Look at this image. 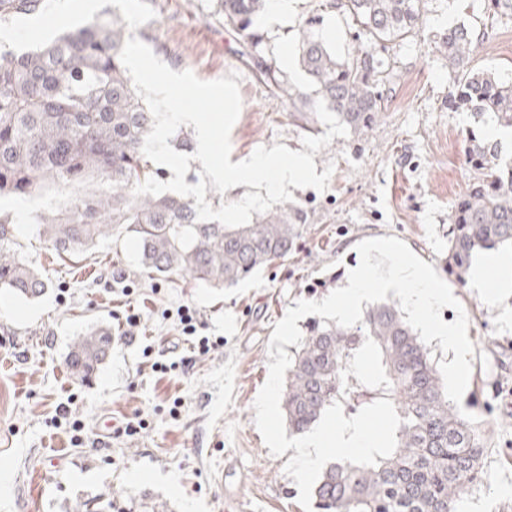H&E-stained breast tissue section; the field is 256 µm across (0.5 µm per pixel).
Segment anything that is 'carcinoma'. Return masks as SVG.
I'll return each instance as SVG.
<instances>
[{
	"mask_svg": "<svg viewBox=\"0 0 512 512\" xmlns=\"http://www.w3.org/2000/svg\"><path fill=\"white\" fill-rule=\"evenodd\" d=\"M217 4L270 96L295 112L308 111L306 94L276 62L260 56L264 36L254 18L265 0ZM329 7L358 28V48L337 57L312 33V18L302 29L299 61L327 108L362 139L383 112L381 87L390 80L374 49L420 31L421 0H329ZM129 36L128 23L112 15L20 55L0 53V197L43 199L34 217L37 234L60 256L84 254L112 230H125L152 278L179 274L226 288L287 257L307 223L298 205L226 227L198 221L191 197L134 196L133 188L158 171L142 153L152 116L120 61ZM477 45L463 24L443 35L448 65L462 72L449 105L512 128V85L468 67ZM467 161L488 174L469 187L450 216L447 269L460 280L475 251L512 248V159L473 132ZM10 223V215L0 213V290L39 297L47 283L16 253ZM111 353L112 332L98 326L74 339L66 365L75 381L89 384ZM363 357L373 359L375 368L360 380L356 370ZM358 388L368 397L366 406L392 401L403 419L396 449L387 458L375 456L373 466L327 464L312 491L315 512H461L465 492L484 484L488 441L447 399L430 351L394 303L371 306L352 327L326 320L309 325L281 397L289 431L309 432L329 405L345 402Z\"/></svg>",
	"mask_w": 512,
	"mask_h": 512,
	"instance_id": "obj_1",
	"label": "carcinoma"
}]
</instances>
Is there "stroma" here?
I'll return each instance as SVG.
<instances>
[{"label": "stroma", "mask_w": 512, "mask_h": 512, "mask_svg": "<svg viewBox=\"0 0 512 512\" xmlns=\"http://www.w3.org/2000/svg\"><path fill=\"white\" fill-rule=\"evenodd\" d=\"M83 2L38 0L33 10L0 14V51L21 53L118 12L172 70L239 84L231 162L261 146L302 150L304 120L242 64L236 33L213 15L215 0H98L94 11ZM423 11L415 37L377 50L391 71L377 124L314 154L317 172L334 168L326 190L292 188L308 212L293 252L235 287L150 278L126 233L102 238L80 259H59L37 236L40 200L28 201L10 231L49 286L34 299L0 291V512H73L95 498L111 500L112 512H234L239 504L303 512L287 456H273L255 425L269 339L296 301L344 286L359 242L390 236L434 266L469 321L473 370L463 399L491 451L483 487L464 501L473 512H512V293L472 287L446 269L452 208L482 176L465 161L469 131L482 120L449 109L460 74L437 44L449 27L470 26L480 37L471 67L512 83V11L493 0H424ZM314 15L316 34L336 55L357 47L356 27L326 0H295L284 19L256 18L264 57L284 62L305 92L299 40ZM184 305L195 312V336L216 340L215 349L194 350L176 316ZM98 324L111 326L115 343L84 386L65 358L74 338ZM157 362L168 372L154 371Z\"/></svg>", "instance_id": "35a3bbf8"}]
</instances>
